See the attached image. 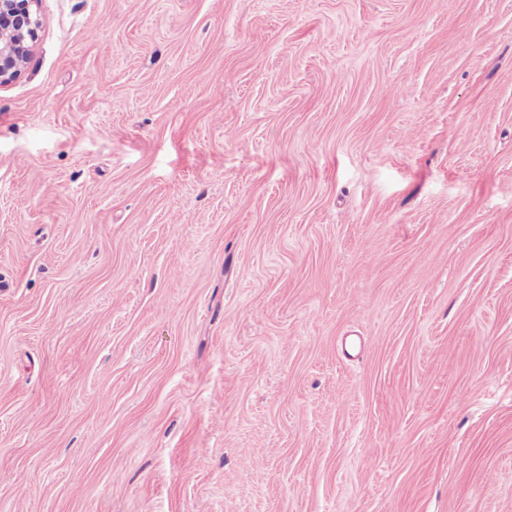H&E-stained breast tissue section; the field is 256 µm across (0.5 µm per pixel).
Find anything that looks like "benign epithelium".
Listing matches in <instances>:
<instances>
[{
    "label": "benign epithelium",
    "mask_w": 512,
    "mask_h": 512,
    "mask_svg": "<svg viewBox=\"0 0 512 512\" xmlns=\"http://www.w3.org/2000/svg\"><path fill=\"white\" fill-rule=\"evenodd\" d=\"M38 0H0V87L24 70L40 28Z\"/></svg>",
    "instance_id": "1"
}]
</instances>
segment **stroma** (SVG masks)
Masks as SVG:
<instances>
[{
	"mask_svg": "<svg viewBox=\"0 0 512 512\" xmlns=\"http://www.w3.org/2000/svg\"><path fill=\"white\" fill-rule=\"evenodd\" d=\"M38 13L0 512H512V0Z\"/></svg>",
	"mask_w": 512,
	"mask_h": 512,
	"instance_id": "35a3bbf8",
	"label": "stroma"
}]
</instances>
